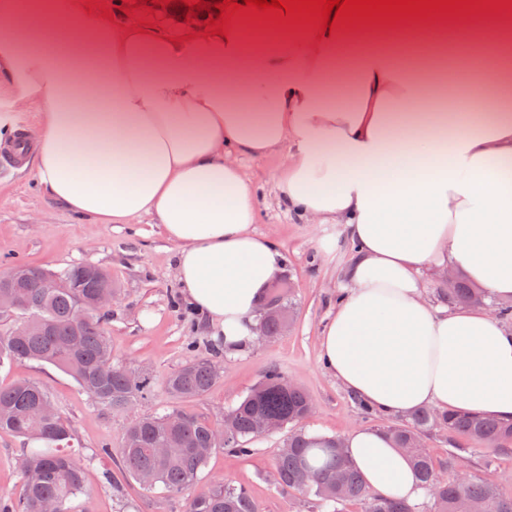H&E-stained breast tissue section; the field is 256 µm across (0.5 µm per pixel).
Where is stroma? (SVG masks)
<instances>
[{
    "label": "stroma",
    "instance_id": "stroma-1",
    "mask_svg": "<svg viewBox=\"0 0 512 512\" xmlns=\"http://www.w3.org/2000/svg\"><path fill=\"white\" fill-rule=\"evenodd\" d=\"M287 158L281 150L264 158H242L241 165L257 193L254 229L275 241L285 258L283 279L292 285L288 300L293 317L280 336L232 355L224 353L223 337L213 335L185 300L175 270L177 247L160 235L157 225L94 224L52 201L28 172L14 170L0 177V270L15 263L50 270L92 263L107 269L118 290L106 320L112 359L145 373L152 384L148 398L111 410L51 365L30 361L0 366V384L19 378L42 383L71 424L91 494L72 498L69 512H186L189 494L151 493L132 479L116 487L108 484L103 474L116 465L111 452L119 451L132 422L168 406L223 422L225 412L273 367L310 395L313 411L305 428L342 437L358 427L382 430L396 424V417L380 412L364 415L357 399L320 359L321 334L342 295L343 271L354 247L342 225L308 224L279 206L274 181ZM211 356L218 359L220 377L208 392L185 399L165 391L167 377L189 359ZM285 437L281 431L257 438L246 456L217 450L202 470L197 490L230 481L249 488L258 512H322L314 497L282 490L274 482L273 461ZM452 441L462 449L453 467L448 464ZM424 442L441 475L458 473L475 481L492 477L503 495H512V453L474 451L468 438L452 440L438 431L427 434ZM23 446V438L0 434V493L22 491L17 460Z\"/></svg>",
    "mask_w": 512,
    "mask_h": 512
}]
</instances>
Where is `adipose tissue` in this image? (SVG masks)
Wrapping results in <instances>:
<instances>
[{"label":"adipose tissue","instance_id":"1","mask_svg":"<svg viewBox=\"0 0 512 512\" xmlns=\"http://www.w3.org/2000/svg\"><path fill=\"white\" fill-rule=\"evenodd\" d=\"M245 30L173 43L84 0L54 11L0 0V141L16 108L36 107L26 166L41 190L95 224H158L177 246L187 300L230 353L253 340L284 265L253 229L257 197L240 160L287 150L279 203L343 225L356 246L322 334L328 372L388 415L429 406L512 418V327L481 308L433 307L423 282L451 269L512 300V32L463 40L477 68L464 111L447 113L429 104L439 55L402 63L393 46L357 47L342 108L330 90L345 30L280 44ZM345 443L370 490L420 495L384 431L358 428Z\"/></svg>","mask_w":512,"mask_h":512}]
</instances>
